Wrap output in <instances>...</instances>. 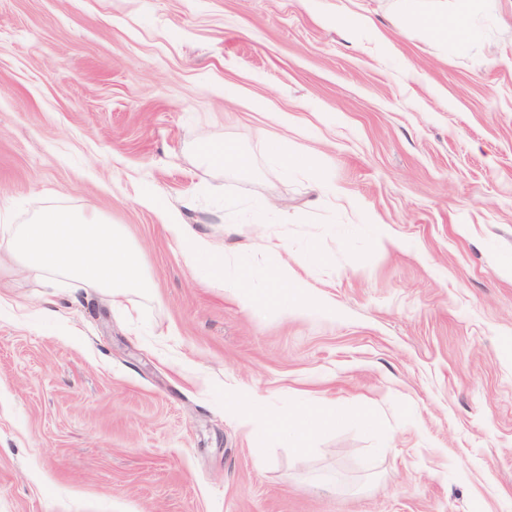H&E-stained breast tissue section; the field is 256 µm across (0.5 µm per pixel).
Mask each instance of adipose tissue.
I'll list each match as a JSON object with an SVG mask.
<instances>
[{"instance_id": "adipose-tissue-1", "label": "adipose tissue", "mask_w": 512, "mask_h": 512, "mask_svg": "<svg viewBox=\"0 0 512 512\" xmlns=\"http://www.w3.org/2000/svg\"><path fill=\"white\" fill-rule=\"evenodd\" d=\"M436 0H397L399 12L420 18L437 40L465 42L474 0H457L456 15L436 8ZM0 245L11 262L67 277L73 287L92 288L121 306L130 293L151 283L140 251L120 225L103 220L95 210L49 208L27 224H1Z\"/></svg>"}]
</instances>
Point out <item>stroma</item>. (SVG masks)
I'll use <instances>...</instances> for the list:
<instances>
[{
	"label": "stroma",
	"instance_id": "stroma-1",
	"mask_svg": "<svg viewBox=\"0 0 512 512\" xmlns=\"http://www.w3.org/2000/svg\"><path fill=\"white\" fill-rule=\"evenodd\" d=\"M89 205L156 288L0 273V512H512V0H0V210ZM398 11L405 17H418L439 41L453 38L464 43L468 34V18L474 0H457V13L448 20V10L435 8L438 1L445 0H395ZM206 156L212 161L225 166L245 168L248 165L247 158L231 143L218 144L205 150ZM163 226L183 243L184 256L191 264L196 263L201 258L213 255L212 244L204 237L189 234L184 229L183 224L168 222ZM271 277L279 285V288L273 291L276 296L281 295L283 301L295 303L304 298L305 283L296 278L290 271L288 263H280L274 267ZM336 410H316L307 412L299 410L287 414L274 425L275 428L288 435L312 436L323 426L335 424L338 421Z\"/></svg>",
	"mask_w": 512,
	"mask_h": 512
}]
</instances>
